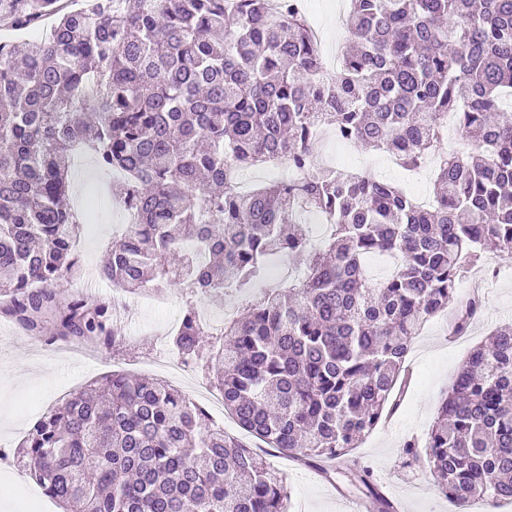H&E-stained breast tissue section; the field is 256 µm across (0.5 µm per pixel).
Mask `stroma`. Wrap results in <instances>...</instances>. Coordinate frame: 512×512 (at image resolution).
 I'll use <instances>...</instances> for the list:
<instances>
[{
	"label": "stroma",
	"mask_w": 512,
	"mask_h": 512,
	"mask_svg": "<svg viewBox=\"0 0 512 512\" xmlns=\"http://www.w3.org/2000/svg\"><path fill=\"white\" fill-rule=\"evenodd\" d=\"M358 170L383 175L412 194L431 193L428 174L407 175L388 165L386 154L356 148ZM74 207L89 211L88 223L75 245L78 273L61 291L62 298L91 295L112 302L116 291L102 280L100 267L112 236L123 222L108 195L107 177L91 164L89 155L71 166ZM478 296L480 306L466 335L449 330V316L430 318L415 337L406 357L409 380L393 414L382 420L360 444L344 456L331 475L306 467L273 448L260 455L283 477L290 491L289 512H348L364 495L348 479L351 470L367 467L372 478L401 502L403 512H457L424 467L404 465L406 440L425 442L439 404L471 351L501 324L512 323V255H494L469 269L457 289L459 300ZM188 296L165 286L150 298H127L122 336L113 348L94 353L78 344L49 341L32 335L0 315V449L14 453L33 424L104 373L117 370L167 381L190 399L209 388L204 371L190 366L174 370L168 341Z\"/></svg>",
	"instance_id": "1"
}]
</instances>
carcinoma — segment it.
Listing matches in <instances>:
<instances>
[{
  "mask_svg": "<svg viewBox=\"0 0 512 512\" xmlns=\"http://www.w3.org/2000/svg\"><path fill=\"white\" fill-rule=\"evenodd\" d=\"M0 0V24L48 34L0 47V312L37 335L104 349L109 304L59 288L76 273L70 160L121 175L135 216L101 275L128 293L152 280L194 297L246 293L270 262L301 257L288 286L253 297L219 333L191 301L171 340L224 394L238 426L329 472L389 408L423 322L456 299L487 253L512 254V0H350L330 79L302 0ZM463 148L441 154L448 115ZM437 162L433 202L387 180L313 167L316 128ZM290 181L244 189L283 159ZM327 221L318 245L307 218ZM395 259L380 280L365 261ZM459 305L464 333L478 306ZM158 379L109 371L42 416L19 447L62 512H287L286 484L250 447L207 425ZM408 465L448 500L512 502V323L478 345ZM375 512H395L363 469Z\"/></svg>",
  "mask_w": 512,
  "mask_h": 512,
  "instance_id": "carcinoma-1",
  "label": "carcinoma"
}]
</instances>
